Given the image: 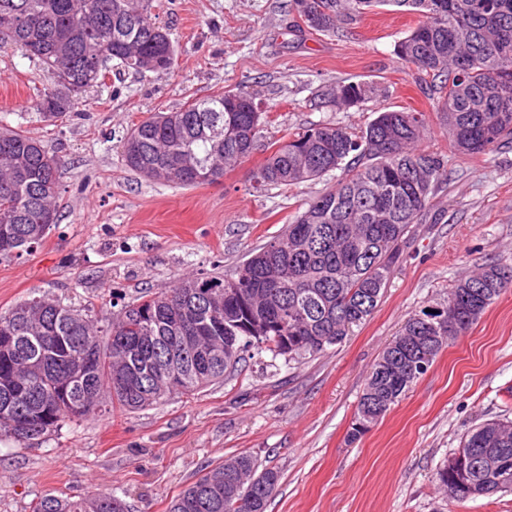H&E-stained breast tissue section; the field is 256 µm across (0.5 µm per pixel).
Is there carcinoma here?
I'll use <instances>...</instances> for the list:
<instances>
[{
    "instance_id": "1",
    "label": "carcinoma",
    "mask_w": 512,
    "mask_h": 512,
    "mask_svg": "<svg viewBox=\"0 0 512 512\" xmlns=\"http://www.w3.org/2000/svg\"><path fill=\"white\" fill-rule=\"evenodd\" d=\"M380 6L419 15L398 41L397 55L414 68L427 92L438 91L436 112L461 154H485L512 136V0H292V10L318 33ZM154 0H0V48L16 45L51 72L55 87L37 102L43 115L60 118L77 96L104 78L116 60L135 72L169 73L156 55L172 45L168 29L152 19ZM472 61L459 68L457 61ZM377 92L372 82L336 86L333 101L359 106ZM246 91H224L158 111L122 138L126 166L148 180L182 186L212 184L260 150L253 188L290 186L336 175V184L310 200L285 229L239 264L232 274L187 278L165 294L143 295L105 326L73 321L76 309L44 295L0 312V438L41 439L94 410L95 395L108 392L109 408L142 410L190 396L224 381L243 356L209 363V370L181 348L180 336L250 346L286 362L315 357L338 345L374 313L400 262L412 225L426 212L442 175L440 156L419 149L427 122L418 111L387 110L358 132L316 124L266 142L263 112ZM61 165L47 145L21 130L0 129V256L19 257L51 229L44 214L57 213ZM489 292L488 303L466 313L464 331L512 288V267L485 264L453 287ZM288 337L294 352L283 350ZM384 348L365 387L381 401H358L357 418L376 424L425 372H388ZM128 376L140 394L112 389ZM471 454L468 482L483 495L512 491V420L485 421L460 442ZM487 455L508 462L507 478L479 466ZM237 464L229 477L226 462ZM252 480L257 495L235 512H266L280 471L250 454L225 458L189 484L169 512H227L234 482ZM438 487L453 500L470 498L467 487L449 489L448 467ZM33 512H127L110 492L86 498L47 493Z\"/></svg>"
}]
</instances>
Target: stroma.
I'll return each mask as SVG.
<instances>
[{
    "mask_svg": "<svg viewBox=\"0 0 512 512\" xmlns=\"http://www.w3.org/2000/svg\"><path fill=\"white\" fill-rule=\"evenodd\" d=\"M158 2L174 71L112 69L60 120L36 109L50 74L24 51L0 49V127L43 141L64 163L56 226L22 258L0 257V311L39 293L102 322L180 278L232 273L330 186L324 178L255 191L259 153L196 187L129 169L120 147L127 129L192 99L254 93L268 140L310 124L358 131L377 112L416 109L427 119L421 147L441 155L446 178L373 315L341 345L290 364L252 350L234 376L190 397L95 411L26 443L2 440L0 512H32L47 492L101 491L122 497L129 512H168L208 465L242 453L281 473L267 512H512V493L451 501L435 483L467 431L512 418V290L451 340L381 421L348 438L371 366L409 316L446 299L480 265L512 266V143L475 156L454 150L434 100L395 54L417 14L388 6L324 35L307 30L290 0ZM351 80L381 92L337 107L332 90Z\"/></svg>",
    "mask_w": 512,
    "mask_h": 512,
    "instance_id": "35a3bbf8",
    "label": "stroma"
}]
</instances>
